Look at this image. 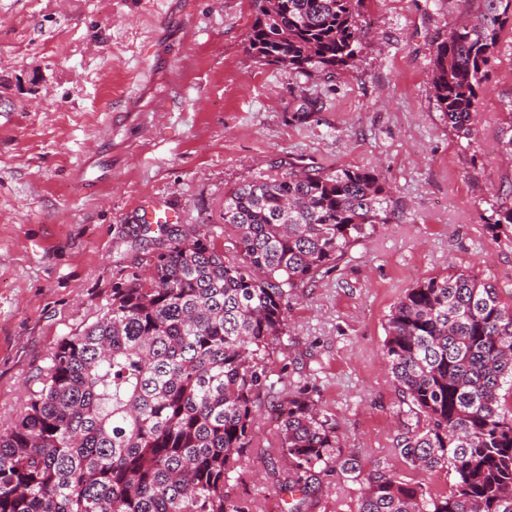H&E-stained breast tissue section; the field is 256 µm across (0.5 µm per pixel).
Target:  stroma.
<instances>
[{
	"label": "stroma",
	"mask_w": 512,
	"mask_h": 512,
	"mask_svg": "<svg viewBox=\"0 0 512 512\" xmlns=\"http://www.w3.org/2000/svg\"><path fill=\"white\" fill-rule=\"evenodd\" d=\"M481 8L363 0L353 66L307 76L258 62L255 0H0V429L61 339L165 248L139 230L149 201L175 213V237L220 249L224 195L239 184L292 166L375 169L392 191L389 221L297 288L249 465L224 486L253 512H288L276 406L301 392L335 419L340 455L361 465L356 478L333 465L316 473L301 512H357L380 475L448 493L445 471L418 470L397 450L421 420L382 353L393 304L449 268L512 305V241L486 229L492 204L512 200V154L500 144L512 18L471 139L449 129L431 85L437 43Z\"/></svg>",
	"instance_id": "obj_1"
}]
</instances>
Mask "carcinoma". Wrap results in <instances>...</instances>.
I'll return each mask as SVG.
<instances>
[{"label":"carcinoma","mask_w":512,"mask_h":512,"mask_svg":"<svg viewBox=\"0 0 512 512\" xmlns=\"http://www.w3.org/2000/svg\"><path fill=\"white\" fill-rule=\"evenodd\" d=\"M432 58L437 109L470 138L478 89L512 0H483ZM362 0H256L259 61L307 75L354 65ZM362 168L295 171L224 196V251L169 239L143 275L112 287L103 315L64 337L40 387L0 429V512H250L224 491L242 474L270 352L294 289L334 267L390 213ZM512 239V201L492 207ZM383 360L424 417L400 454L453 477L447 494L379 476L358 512H512V306L466 270L405 290L387 318ZM292 491L335 458L336 423L304 394L279 402Z\"/></svg>","instance_id":"cac0c4a2"}]
</instances>
